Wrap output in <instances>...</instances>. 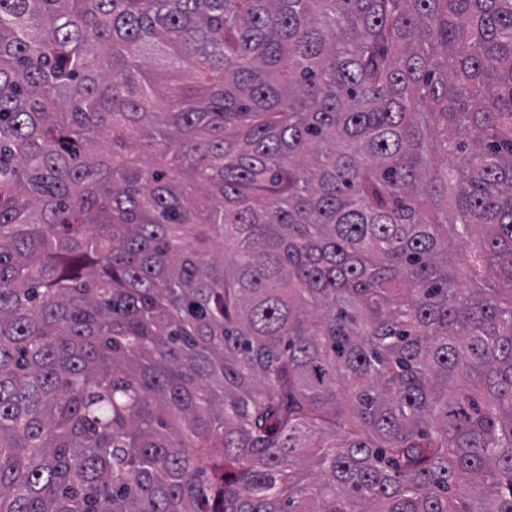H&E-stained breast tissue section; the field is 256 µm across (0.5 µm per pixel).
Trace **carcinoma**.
I'll return each mask as SVG.
<instances>
[{
  "mask_svg": "<svg viewBox=\"0 0 512 512\" xmlns=\"http://www.w3.org/2000/svg\"><path fill=\"white\" fill-rule=\"evenodd\" d=\"M0 512H512V0H0Z\"/></svg>",
  "mask_w": 512,
  "mask_h": 512,
  "instance_id": "carcinoma-1",
  "label": "carcinoma"
}]
</instances>
